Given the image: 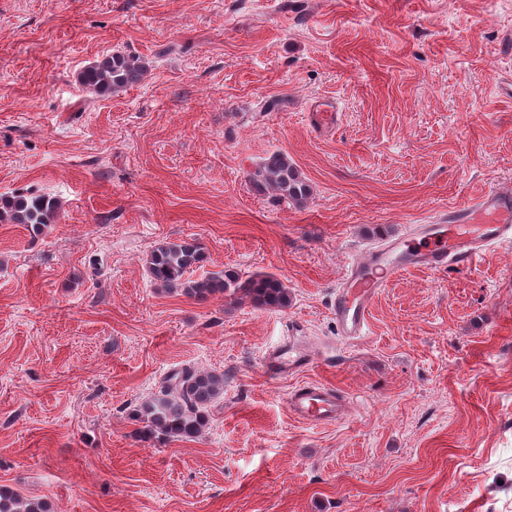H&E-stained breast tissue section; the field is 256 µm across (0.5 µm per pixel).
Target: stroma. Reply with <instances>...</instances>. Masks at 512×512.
Wrapping results in <instances>:
<instances>
[{
  "mask_svg": "<svg viewBox=\"0 0 512 512\" xmlns=\"http://www.w3.org/2000/svg\"><path fill=\"white\" fill-rule=\"evenodd\" d=\"M512 0H0V485L51 512H512V247L400 274L344 342L345 265L494 185L512 187ZM119 51L139 83L79 72ZM338 114L321 132L317 101ZM306 206L247 180L271 154ZM197 241L214 273L278 278L283 310L165 293L145 260ZM298 322L300 378L262 355ZM224 375L196 438L133 411L183 369ZM349 411L302 424L296 381ZM146 67L121 53H111L81 71V83L104 94L140 81ZM58 216V202L46 195L32 194L0 197V222L23 224L40 233Z\"/></svg>",
  "mask_w": 512,
  "mask_h": 512,
  "instance_id": "obj_1",
  "label": "stroma"
}]
</instances>
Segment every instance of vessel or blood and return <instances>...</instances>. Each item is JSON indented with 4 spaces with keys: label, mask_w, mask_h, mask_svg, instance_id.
I'll list each match as a JSON object with an SVG mask.
<instances>
[{
    "label": "vessel or blood",
    "mask_w": 512,
    "mask_h": 512,
    "mask_svg": "<svg viewBox=\"0 0 512 512\" xmlns=\"http://www.w3.org/2000/svg\"><path fill=\"white\" fill-rule=\"evenodd\" d=\"M503 243L512 244L511 187L489 189L433 223L411 225L347 265L331 306L341 336L348 341L365 336L376 294L397 275L411 269L440 272L470 266L490 247ZM262 361L267 371L288 378L308 370L314 350L292 325ZM287 405L295 419L306 423L338 422L348 408L338 391L316 381L292 387Z\"/></svg>",
    "instance_id": "b4317fda"
}]
</instances>
